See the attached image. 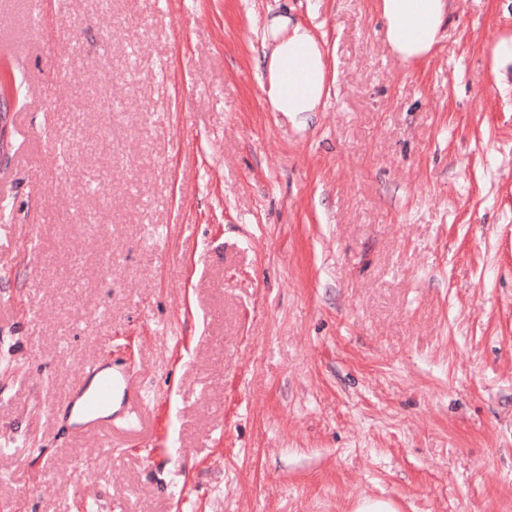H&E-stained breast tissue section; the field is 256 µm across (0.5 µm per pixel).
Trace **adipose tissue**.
Wrapping results in <instances>:
<instances>
[{
	"label": "adipose tissue",
	"mask_w": 512,
	"mask_h": 512,
	"mask_svg": "<svg viewBox=\"0 0 512 512\" xmlns=\"http://www.w3.org/2000/svg\"><path fill=\"white\" fill-rule=\"evenodd\" d=\"M452 0H378L392 56L410 68L441 39ZM263 88L270 111L318 112L330 91L328 51L313 28L280 7L270 8L262 35Z\"/></svg>",
	"instance_id": "1"
}]
</instances>
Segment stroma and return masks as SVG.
I'll return each mask as SVG.
<instances>
[{
	"instance_id": "stroma-1",
	"label": "stroma",
	"mask_w": 512,
	"mask_h": 512,
	"mask_svg": "<svg viewBox=\"0 0 512 512\" xmlns=\"http://www.w3.org/2000/svg\"><path fill=\"white\" fill-rule=\"evenodd\" d=\"M0 0V512H512V0L414 70L374 0ZM111 425L61 417L84 368ZM262 86L271 112H319L330 91L328 51L311 26L270 7L262 35ZM493 72L498 80L507 78L508 69L512 70V35L501 36L492 47ZM104 366L100 362H94L84 372V378H100L96 391H89L86 384H79L72 390L73 397L85 399V408L79 413L80 421L74 427L84 432H93L99 425L101 417H97L110 405L111 398L120 390L128 391V378L123 370L103 372Z\"/></svg>"
}]
</instances>
